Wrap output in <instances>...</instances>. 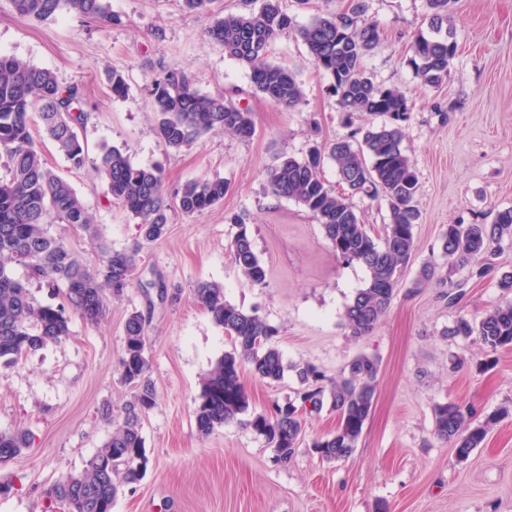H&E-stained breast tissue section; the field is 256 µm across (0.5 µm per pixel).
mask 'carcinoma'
Instances as JSON below:
<instances>
[{
  "instance_id": "obj_1",
  "label": "carcinoma",
  "mask_w": 512,
  "mask_h": 512,
  "mask_svg": "<svg viewBox=\"0 0 512 512\" xmlns=\"http://www.w3.org/2000/svg\"><path fill=\"white\" fill-rule=\"evenodd\" d=\"M16 12L44 22L62 11L112 23L108 0H11ZM455 0H425L431 34L419 33L410 45L408 63L421 83L437 87L448 78L457 50L449 22ZM280 0H262L257 10L213 14L208 37L224 54L250 69L253 90L267 101L293 109L303 101L297 75L288 67L268 61L271 43L291 26ZM318 68L332 78L330 89L340 108L385 118L379 124L359 128L352 140L327 146L314 145L304 159L283 155L268 170L271 193L303 206L320 224L325 239L337 257L366 268V287L345 311L352 335L371 332L388 312L403 268L415 250L414 227L420 218L417 206L418 180L402 145V122L408 120L410 104L396 87L376 84L366 74L365 57L379 43L380 24L366 15L362 2L350 12L324 13L298 28ZM112 95L126 96L124 75L108 74ZM158 121L156 135L166 147L181 150L200 136L219 129L242 139L253 136L252 113L223 95L200 92L184 69L163 68L148 85ZM89 114L83 107V91L77 84L62 85L56 74L14 56L0 54V149L7 157L8 173L0 177V363L18 364L27 355L70 336L71 307L87 324L95 325L106 314L113 298L124 296L132 285L138 250H116L102 240L95 214L72 185L48 165L32 134L33 122L54 143L70 168L79 170L88 162L81 140ZM336 162L342 192L327 185L320 174L322 155ZM98 170L103 175L110 203L138 220L142 239L151 244L168 233L170 212L185 216L200 214L224 200L227 183L219 177L192 179L174 191L165 188L161 168L136 166L117 146L100 148ZM363 195L383 196L388 203V223L374 235L351 202ZM231 222L239 231L231 242L235 263L253 285L265 283L267 271L254 251L244 218ZM54 224H68L90 233L98 242V267L85 266L64 238L51 232ZM512 239V208L495 212L489 224H449L440 237L444 256L452 258L447 274L468 269L469 278L482 281L497 277V287L512 293V273H498L494 256L502 241ZM20 265L25 277L16 276L9 265ZM62 294L58 305L41 303L30 284ZM197 298L214 323L231 339L233 351L218 359L203 379L196 407V423L208 435L245 412L249 397L241 380L243 367L257 378L277 381L286 366L273 338L278 330L257 311H245L224 302L223 287L200 282ZM146 316L129 314L124 326L122 378L134 389L122 407L109 439L79 474L58 480L49 495L64 503L68 512H112L122 484H136L148 464L141 420L156 404V389L145 356ZM450 336H473L489 358L477 365L492 367V355L512 349V300L498 304L480 316L459 318L448 328ZM301 385L295 398L278 402L252 415L248 426L274 448L281 463L292 459L302 440L305 416L329 403L336 413L334 431L318 436L310 448L328 461H342L356 451L375 400L379 360L366 354L354 356L341 375L325 384L326 375L312 364L295 365ZM434 434L467 459L481 447L489 429L512 415L500 407L483 421L470 418L454 403L434 407ZM29 446L25 432H0V464H6Z\"/></svg>"
}]
</instances>
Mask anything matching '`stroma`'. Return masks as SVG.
<instances>
[{"mask_svg": "<svg viewBox=\"0 0 512 512\" xmlns=\"http://www.w3.org/2000/svg\"><path fill=\"white\" fill-rule=\"evenodd\" d=\"M356 1L281 0L294 27L271 44L268 59L297 73L303 102L286 110L244 93L237 101L253 114L251 139L213 131L174 151L155 133L147 89L153 70L186 69L209 94L249 85L247 66L207 36L209 16L184 11L179 0H109L119 18L112 25L67 12L36 22L0 0V53L81 86L91 114L82 134L90 161L82 169L69 168L38 128L37 146L96 213L113 248L140 250L131 287L99 325L72 316L66 341L0 365V432L21 430L30 440L0 466V483L10 487L0 496V512H68L48 491L62 475L83 471L108 440L103 404L120 414L132 394L121 361L124 322L134 311L149 319L146 356L157 398L141 421L146 474L120 487L112 512H512V416L464 461L433 434L438 404L455 403L476 422L512 408V350L499 351L495 365L479 373L480 343L447 334L458 317L474 318L500 302V290L492 279L469 281L463 269L444 281H418L426 265L446 272L440 249L446 225L488 224L496 210L512 207V0H457V54L437 87L422 84L407 62L414 36L429 30L425 0H360L383 30L364 67L375 83L400 88L410 101L403 146L418 178L421 217L387 316L359 338L345 326L344 312L365 286L366 269L336 257L311 214L273 196L267 185L277 156L305 157L313 142L350 138L371 121L360 113L344 119L329 76L294 33L316 14L345 13ZM112 69L124 73L127 98L113 97ZM104 144L123 149L134 165L160 166L167 188L217 176L229 190L203 213H172L167 236L143 243L139 224L109 202L97 173ZM236 214L267 268L263 285H251L234 261ZM202 281L221 284L226 301L257 310L275 327L274 344L287 366L277 381L243 372L247 412L207 436L195 423L201 381L233 345L195 296ZM459 283L465 295L452 309L448 295ZM360 353L377 356L381 366L352 457L327 461L311 451L313 438L336 427L326 407L308 418L296 455L277 462L248 425L253 413L293 396L294 366L311 363L333 379Z\"/></svg>", "mask_w": 512, "mask_h": 512, "instance_id": "stroma-1", "label": "stroma"}]
</instances>
